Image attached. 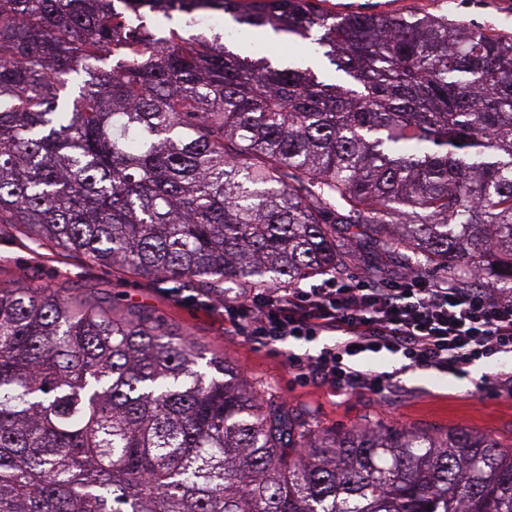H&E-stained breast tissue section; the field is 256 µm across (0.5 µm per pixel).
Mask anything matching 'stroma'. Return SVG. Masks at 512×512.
<instances>
[{
  "label": "stroma",
  "instance_id": "1",
  "mask_svg": "<svg viewBox=\"0 0 512 512\" xmlns=\"http://www.w3.org/2000/svg\"><path fill=\"white\" fill-rule=\"evenodd\" d=\"M324 10L403 13L465 20L482 28L512 32V0H321ZM0 284H58L81 294L105 290L118 309L139 307L176 334L224 355L261 393L275 395L289 412L314 431L350 427H403L434 435L463 428L512 444V398L490 397L476 388L484 367L461 378L435 370L403 375L404 389L383 402L369 396L342 395L316 383H294L287 359L278 350L224 331L220 313L207 301H221L220 281L174 282L141 277L117 266H90L48 242L29 237L19 225L0 224Z\"/></svg>",
  "mask_w": 512,
  "mask_h": 512
}]
</instances>
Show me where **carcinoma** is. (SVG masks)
<instances>
[{"label":"carcinoma","instance_id":"cac0c4a2","mask_svg":"<svg viewBox=\"0 0 512 512\" xmlns=\"http://www.w3.org/2000/svg\"><path fill=\"white\" fill-rule=\"evenodd\" d=\"M201 7L334 67L134 14ZM0 224L98 266L238 288L348 241L512 288V36L314 0H0ZM0 512H512V445L313 433L107 296L0 285Z\"/></svg>","mask_w":512,"mask_h":512}]
</instances>
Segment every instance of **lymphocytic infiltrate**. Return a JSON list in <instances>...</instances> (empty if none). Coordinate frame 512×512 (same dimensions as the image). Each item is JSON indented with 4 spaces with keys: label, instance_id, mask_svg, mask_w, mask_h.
<instances>
[{
    "label": "lymphocytic infiltrate",
    "instance_id": "f902f5d3",
    "mask_svg": "<svg viewBox=\"0 0 512 512\" xmlns=\"http://www.w3.org/2000/svg\"><path fill=\"white\" fill-rule=\"evenodd\" d=\"M224 329L263 346L311 342L334 334L317 354L289 353L295 380H316L342 394L386 397L401 372L434 369L456 376L512 358V289L409 269L329 274L307 288H241L224 296ZM388 352L400 371L358 369L365 352Z\"/></svg>",
    "mask_w": 512,
    "mask_h": 512
}]
</instances>
